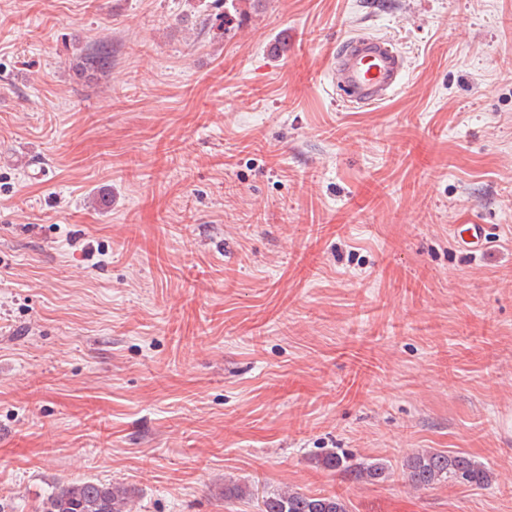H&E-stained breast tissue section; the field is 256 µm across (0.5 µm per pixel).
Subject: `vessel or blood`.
Listing matches in <instances>:
<instances>
[{"instance_id":"vessel-or-blood-1","label":"vessel or blood","mask_w":512,"mask_h":512,"mask_svg":"<svg viewBox=\"0 0 512 512\" xmlns=\"http://www.w3.org/2000/svg\"><path fill=\"white\" fill-rule=\"evenodd\" d=\"M336 89L350 106H375L388 100L404 82L406 64L403 55L391 41L371 36L345 39L336 52L331 68ZM458 243L477 251L492 242L483 224H461L455 227Z\"/></svg>"}]
</instances>
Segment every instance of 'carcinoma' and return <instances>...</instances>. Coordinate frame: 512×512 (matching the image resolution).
I'll use <instances>...</instances> for the list:
<instances>
[{
    "mask_svg": "<svg viewBox=\"0 0 512 512\" xmlns=\"http://www.w3.org/2000/svg\"><path fill=\"white\" fill-rule=\"evenodd\" d=\"M331 471L349 474L356 480L373 484L386 477V466L379 462L352 464L328 453L320 460ZM407 479L414 488H429L449 480L470 486L489 483L485 466L460 452L425 449L406 462ZM132 489L93 480H77L62 486L41 501L40 512H131L128 509ZM261 512H350L344 497L337 494H308L274 489L262 495Z\"/></svg>",
    "mask_w": 512,
    "mask_h": 512,
    "instance_id": "1",
    "label": "carcinoma"
}]
</instances>
